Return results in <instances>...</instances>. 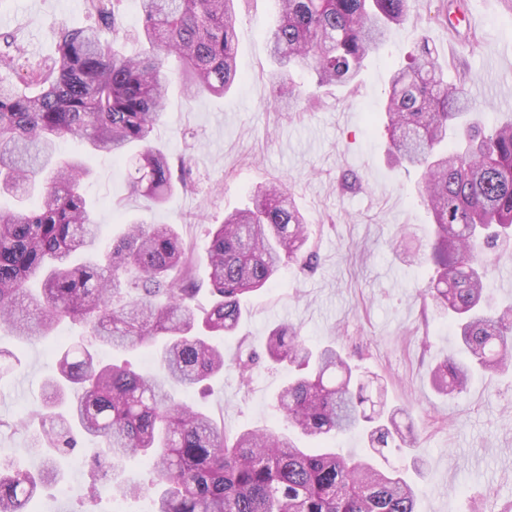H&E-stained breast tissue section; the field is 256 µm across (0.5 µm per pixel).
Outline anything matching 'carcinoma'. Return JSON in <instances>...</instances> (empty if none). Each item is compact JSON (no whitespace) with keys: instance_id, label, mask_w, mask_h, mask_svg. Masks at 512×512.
I'll return each mask as SVG.
<instances>
[{"instance_id":"1","label":"carcinoma","mask_w":512,"mask_h":512,"mask_svg":"<svg viewBox=\"0 0 512 512\" xmlns=\"http://www.w3.org/2000/svg\"><path fill=\"white\" fill-rule=\"evenodd\" d=\"M120 0H86L97 23L54 29L53 56L32 61L13 33L0 34V194L37 201L0 208V331L27 344L68 320L81 327L60 346L55 373L44 384L40 427L29 450L43 456L37 471L0 456V512H27L49 482L61 479L56 454L76 447V436L100 448L91 469L89 502L121 489L147 494L151 512H415L414 486L397 470L370 458L329 448H302L288 434L243 429L230 433L210 415L177 400L224 371V350L211 337L232 334L246 294L264 289L280 268L309 269L306 220L284 184H260L251 205L210 232L204 259L212 301L198 308L196 263L171 224L130 223L103 243L94 205L83 191L90 171L59 153L65 137L91 152L136 158L132 189L163 204L187 183L167 155L152 145L166 110L169 78L191 98L222 97L240 79L236 0H139L138 37L145 49L121 53L116 12ZM278 21L267 35L279 68L277 88L298 100L292 78L308 71L315 85L352 86L366 58L405 24L411 0H274ZM468 79L448 81L424 40L409 66L390 76L384 120L390 152L421 171L418 195L432 215L423 260L432 270L424 299L452 321L459 352L432 372L437 391L454 397L473 374L512 367V306H500L489 278L512 258V117L489 133L472 121L464 92ZM159 346L158 373L105 362L102 348ZM265 357L295 372L275 408L292 431L317 440L361 433L370 452L417 448L397 415L367 394L369 378L331 344L312 349L297 328L265 337ZM252 354L234 368L249 386ZM144 457L152 478L145 487L123 478V462Z\"/></svg>"}]
</instances>
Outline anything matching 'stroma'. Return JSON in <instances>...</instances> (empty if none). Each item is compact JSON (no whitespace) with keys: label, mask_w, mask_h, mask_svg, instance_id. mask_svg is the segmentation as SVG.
<instances>
[{"label":"stroma","mask_w":512,"mask_h":512,"mask_svg":"<svg viewBox=\"0 0 512 512\" xmlns=\"http://www.w3.org/2000/svg\"><path fill=\"white\" fill-rule=\"evenodd\" d=\"M443 0H412L410 18L393 28L386 44L365 63L352 88H315L310 73L295 74L310 100L288 108L273 102L275 65L265 40L276 20L274 0H240L236 24L240 82L221 97L188 101L178 87L168 94L155 143L171 162H184L187 189L176 190L159 207L146 209L132 192L128 166L109 155L89 158L87 196L97 205L105 236L119 235L126 222L143 218L171 224L195 255H203L208 231L226 213L244 207L256 184L279 180L292 188L317 254L314 269L282 267L268 288L250 294L238 331L220 338L226 359L280 324L297 327L309 345L335 339L361 372L375 374L372 396L410 414L417 450L388 453L389 466L403 470L417 491V512H512V371L476 379L452 398L438 394L430 372L456 349L447 318L424 301L430 269L391 248H425L432 216L418 198L416 169L392 162L382 120L391 70L405 64L420 37H427L441 64L470 73L465 92L488 125L512 113V14L502 0H464L476 11L477 52L458 39L460 13L444 15ZM456 34H449V21ZM87 26L84 0H0V32L12 31L27 57L51 55L52 25ZM79 332L60 325L51 339L14 350L18 376L0 378V418L15 421L0 432V453L38 469L27 452L45 380L55 369L54 342ZM287 365L261 363L249 386L235 370L215 378L206 395L185 394L227 431L244 428L277 433L288 426L273 407L287 384ZM65 467L72 487L58 498L44 487L34 512H72L88 486L94 459L91 442H80Z\"/></svg>","instance_id":"35a3bbf8"}]
</instances>
